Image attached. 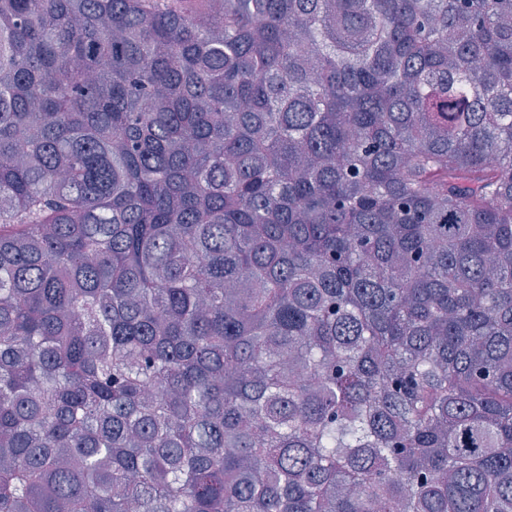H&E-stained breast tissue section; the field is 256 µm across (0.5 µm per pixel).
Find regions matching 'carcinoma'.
Here are the masks:
<instances>
[{"label":"carcinoma","instance_id":"obj_1","mask_svg":"<svg viewBox=\"0 0 512 512\" xmlns=\"http://www.w3.org/2000/svg\"><path fill=\"white\" fill-rule=\"evenodd\" d=\"M512 512V0H0V512Z\"/></svg>","mask_w":512,"mask_h":512}]
</instances>
